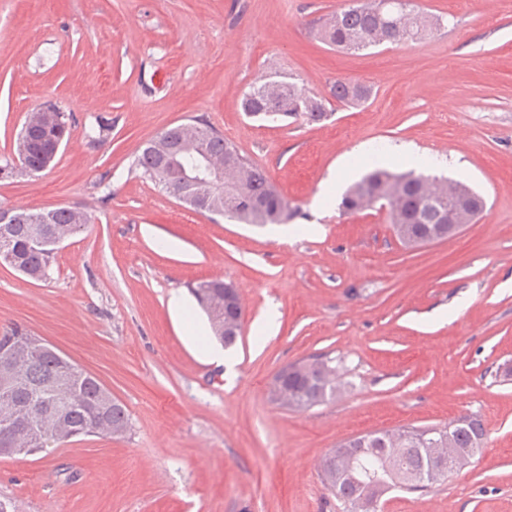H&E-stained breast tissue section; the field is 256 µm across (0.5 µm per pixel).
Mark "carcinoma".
<instances>
[{
	"label": "carcinoma",
	"mask_w": 512,
	"mask_h": 512,
	"mask_svg": "<svg viewBox=\"0 0 512 512\" xmlns=\"http://www.w3.org/2000/svg\"><path fill=\"white\" fill-rule=\"evenodd\" d=\"M379 2L351 0L320 26L318 35L332 47L360 51L385 43L417 41L442 24L439 18L397 4L382 11ZM370 93L367 85L347 79L336 80L331 89V97L340 103H360ZM327 104L305 86L270 72L244 94L241 106L252 118L277 115L316 122L327 116ZM188 125L197 128L193 144L181 147L182 134L174 126L147 143L135 158V168L163 191L167 179L160 173V161L165 153L177 157L179 168L173 170V175L193 178L204 171L206 160L222 161L235 149L214 127L198 120ZM379 202L388 208L393 230L407 247L448 238V221L471 224L485 207L484 199L461 181L376 167L349 187L339 209L355 213ZM199 210L224 215L239 224H286L296 215V209L277 191L265 171L243 154L228 184L205 188ZM18 212L26 216V221L0 230V251L10 254L11 268L35 281L50 276L57 254L55 241L75 236L91 221L88 211L81 207L43 211L20 208ZM192 292L208 317L215 339L225 345L234 344L237 337L224 335L222 329L224 281L201 282ZM35 340L37 336L17 327L0 332V420L15 412L25 419L13 438L0 435V457H12L6 452L8 448L25 446L32 455L80 436L112 438L116 431L126 433L129 414L112 392L54 348L36 346ZM289 369L285 389L273 390L271 396L292 409H310L333 400L349 385L343 378L340 359L316 358L292 364ZM485 436L479 417L463 415L440 427L413 426L361 434L341 442L340 447L365 449L362 468L391 490L424 495L431 491V485L411 481L407 474L439 468L443 481L459 471L455 459L437 460L427 451L434 439H439V447L452 448L471 460L483 448ZM319 474L324 488L345 512H353L351 505L360 498L361 485L348 476L337 490L324 469H319Z\"/></svg>",
	"instance_id": "cac0c4a2"
}]
</instances>
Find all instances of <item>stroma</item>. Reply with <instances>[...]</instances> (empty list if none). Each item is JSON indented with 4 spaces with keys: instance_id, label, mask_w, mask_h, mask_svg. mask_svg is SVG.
Returning <instances> with one entry per match:
<instances>
[{
    "instance_id": "1",
    "label": "stroma",
    "mask_w": 512,
    "mask_h": 512,
    "mask_svg": "<svg viewBox=\"0 0 512 512\" xmlns=\"http://www.w3.org/2000/svg\"><path fill=\"white\" fill-rule=\"evenodd\" d=\"M347 0H0V165L27 116L71 119L53 166L0 179V207L77 205L87 231L48 281L0 266V330L21 326L94 375L131 417L34 456L0 457V498L19 512H341L321 458L345 439L479 415L480 454L424 497L382 512H512V0H412L442 17L423 40L340 51L310 31ZM321 97L339 79L371 89L323 121L250 118L264 72ZM191 119L223 132L296 208L285 224L195 212L132 163ZM486 201L479 219L414 249L385 212L342 214L372 166L400 150ZM239 291L232 366L193 283ZM179 295L184 310L169 307ZM343 357L351 385L309 410L270 398L275 374Z\"/></svg>"
}]
</instances>
